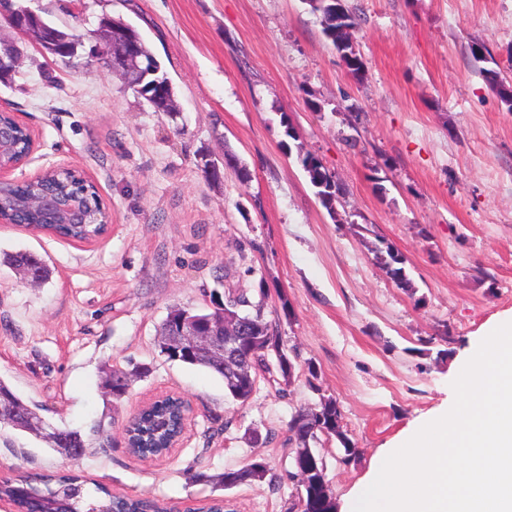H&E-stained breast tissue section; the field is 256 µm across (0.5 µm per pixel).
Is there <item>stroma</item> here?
<instances>
[{"label":"stroma","instance_id":"1","mask_svg":"<svg viewBox=\"0 0 512 512\" xmlns=\"http://www.w3.org/2000/svg\"><path fill=\"white\" fill-rule=\"evenodd\" d=\"M346 3L358 77L303 0H28L84 37L105 15L132 24L176 90L177 112L153 111L84 47L66 65L28 48L0 83V109L35 139L15 178L72 166L112 213L110 232L90 242L0 223V256L33 252L52 271L33 288L0 264V379L54 424L103 423L108 444L92 443L76 468L114 493L203 504L225 469L262 458L285 473L292 415L329 397L357 454L342 464L327 436L313 448L347 512L375 460L453 402L473 350L512 319V111L478 72L512 76V0ZM228 151L238 168L210 184L200 155ZM307 153L336 176L334 211L315 195ZM380 241L413 290L376 263ZM261 280L266 318L298 364L286 396L263 379L242 405L215 373L167 361L156 333L172 308ZM137 363L149 375L108 401L106 370ZM168 393L188 401V430L166 456L138 459L122 427ZM255 430L274 438L251 442ZM64 465L31 435L0 430V477ZM298 509L289 480L224 494V512Z\"/></svg>","mask_w":512,"mask_h":512}]
</instances>
